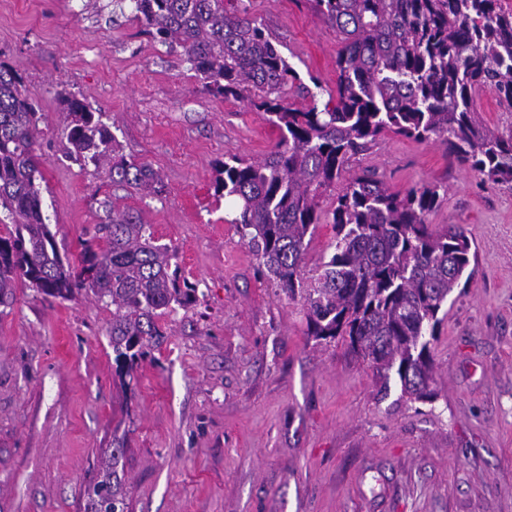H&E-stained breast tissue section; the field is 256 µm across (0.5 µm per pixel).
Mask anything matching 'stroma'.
Instances as JSON below:
<instances>
[{
    "mask_svg": "<svg viewBox=\"0 0 512 512\" xmlns=\"http://www.w3.org/2000/svg\"><path fill=\"white\" fill-rule=\"evenodd\" d=\"M243 4L327 101L341 44L313 0ZM0 61L41 105L43 209L60 252L78 256L108 199L150 225L198 288L123 379L111 307L17 286L0 314V512H86L116 435L128 512H512L511 187L438 141L391 134L347 167L395 192L444 186L428 221L461 226L475 253L474 277L439 312L437 397L407 402L398 379L380 394L344 344L308 336L303 301L262 274L214 190L225 155L274 149L265 113L214 95L112 0H0ZM69 94L101 114L126 159L160 173L162 195L68 157Z\"/></svg>",
    "mask_w": 512,
    "mask_h": 512,
    "instance_id": "stroma-1",
    "label": "stroma"
}]
</instances>
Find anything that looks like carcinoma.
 <instances>
[{
  "mask_svg": "<svg viewBox=\"0 0 512 512\" xmlns=\"http://www.w3.org/2000/svg\"><path fill=\"white\" fill-rule=\"evenodd\" d=\"M115 2L158 42L180 50L215 95L265 112L279 130L261 161L224 157L215 192L236 202L232 223L268 279L304 299L307 335L344 341L381 387L393 372L401 397L433 402L430 339L448 296L474 274L469 237L455 224L441 231L428 224L441 203L436 184L394 193L364 172L345 179L330 212L318 198L352 157L389 133L437 140L459 164L512 188V132L490 128L475 108L485 88L512 105V10L501 0H313L341 40L336 94L320 108L287 103L297 72L276 37L232 0ZM64 102L69 156L108 166L114 184L162 194L159 174L118 154L100 117L75 98ZM40 119L21 78L0 64V211L8 220L0 234V307L12 306L19 282L62 300L91 294L112 307L114 360L131 370L165 336L159 318L195 303L197 288L180 279L174 254L150 225L128 211H108L77 259L60 253L42 206ZM324 223L333 225L334 252L309 286L301 268L308 239ZM123 448L116 442L112 463L86 487L87 512H128L118 470Z\"/></svg>",
  "mask_w": 512,
  "mask_h": 512,
  "instance_id": "carcinoma-1",
  "label": "carcinoma"
}]
</instances>
